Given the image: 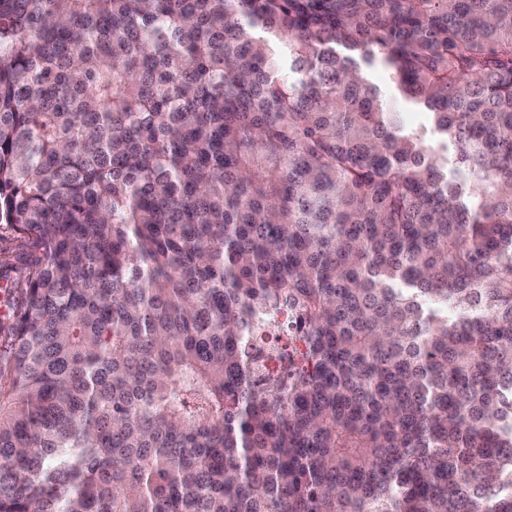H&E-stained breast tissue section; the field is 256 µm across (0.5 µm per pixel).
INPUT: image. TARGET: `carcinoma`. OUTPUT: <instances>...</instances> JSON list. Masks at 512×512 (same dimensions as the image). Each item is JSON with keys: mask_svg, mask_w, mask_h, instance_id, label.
I'll list each match as a JSON object with an SVG mask.
<instances>
[{"mask_svg": "<svg viewBox=\"0 0 512 512\" xmlns=\"http://www.w3.org/2000/svg\"><path fill=\"white\" fill-rule=\"evenodd\" d=\"M0 226V512H512V0H0ZM361 65L364 69L365 78L379 89L381 98L388 103H394L404 112L405 123L407 125L413 127H430L428 114L426 112L407 107L398 98L396 86L390 78L388 70L380 60L377 59L370 65H364L363 63H361ZM14 253L15 244L13 235L7 229L0 227V260L2 261V266H4L2 269V278H0V312L3 311L1 304H3V297L6 295L10 283L17 282L22 277V271L19 268L5 267L6 262L15 264V262L10 260Z\"/></svg>", "mask_w": 512, "mask_h": 512, "instance_id": "obj_1", "label": "carcinoma"}]
</instances>
